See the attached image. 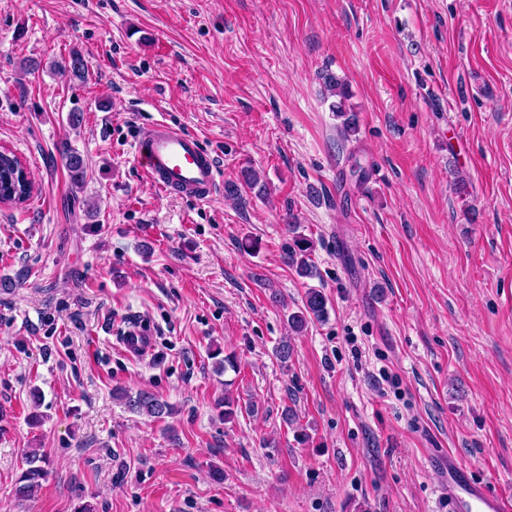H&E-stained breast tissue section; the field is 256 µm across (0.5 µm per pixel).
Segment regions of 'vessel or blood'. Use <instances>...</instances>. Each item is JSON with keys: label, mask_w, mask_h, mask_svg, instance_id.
Instances as JSON below:
<instances>
[{"label": "vessel or blood", "mask_w": 512, "mask_h": 512, "mask_svg": "<svg viewBox=\"0 0 512 512\" xmlns=\"http://www.w3.org/2000/svg\"><path fill=\"white\" fill-rule=\"evenodd\" d=\"M135 158L142 173L157 188L200 202L210 201L219 187L216 159L191 134L159 121L135 144ZM152 338L142 328L124 336L121 349L134 359L150 351ZM448 512H512V498L474 481L456 457L448 459Z\"/></svg>", "instance_id": "obj_1"}]
</instances>
